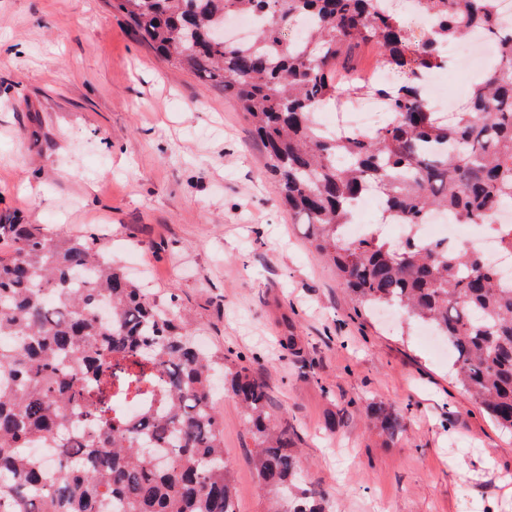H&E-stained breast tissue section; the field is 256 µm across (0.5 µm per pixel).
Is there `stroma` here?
I'll list each match as a JSON object with an SVG mask.
<instances>
[{"label":"stroma","instance_id":"35a3bbf8","mask_svg":"<svg viewBox=\"0 0 512 512\" xmlns=\"http://www.w3.org/2000/svg\"><path fill=\"white\" fill-rule=\"evenodd\" d=\"M0 216L95 235L147 275L225 369L266 384L326 512H512V433L403 312H356L277 205L239 106L112 0H0ZM214 402L238 512H267L243 410L220 390ZM381 402L406 411L402 434L370 421Z\"/></svg>","mask_w":512,"mask_h":512}]
</instances>
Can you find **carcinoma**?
<instances>
[{
	"mask_svg": "<svg viewBox=\"0 0 512 512\" xmlns=\"http://www.w3.org/2000/svg\"><path fill=\"white\" fill-rule=\"evenodd\" d=\"M381 0H115L113 7L172 65L214 85L245 113L265 149L281 205L306 219L318 256L363 309L393 305L429 326L455 355L456 378L512 432V287L459 246L396 245L347 228L362 195L378 191L383 221L420 224L451 211L476 224L512 205V20L501 0H418L435 18L415 35ZM251 12L248 43L214 35ZM314 21L296 44L288 33ZM481 30L499 46L451 117L423 88L448 43ZM378 46L393 84H350L361 46ZM381 101L390 119L362 139L327 133L325 106ZM111 316L103 321L99 308ZM224 356L199 347L148 289L104 255L93 235H58L0 219V512H237L213 402ZM256 439L254 469L273 512H325L326 493L302 487L288 428L272 422L263 383L224 377ZM145 395L137 420L123 403ZM371 414L397 436L406 417ZM41 443L61 449L47 462ZM54 476L46 478V468Z\"/></svg>",
	"mask_w": 512,
	"mask_h": 512,
	"instance_id": "carcinoma-1",
	"label": "carcinoma"
}]
</instances>
